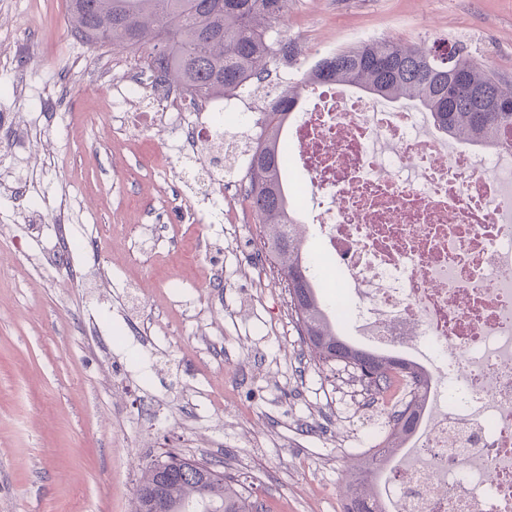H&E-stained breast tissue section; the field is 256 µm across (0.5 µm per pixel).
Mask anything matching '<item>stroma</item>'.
Instances as JSON below:
<instances>
[{
  "label": "stroma",
  "instance_id": "obj_1",
  "mask_svg": "<svg viewBox=\"0 0 512 512\" xmlns=\"http://www.w3.org/2000/svg\"><path fill=\"white\" fill-rule=\"evenodd\" d=\"M275 28L300 53L270 61L256 108L369 36L457 42L512 80V0H288ZM147 69L145 51L76 37L66 0H0V131L23 134L0 161V512H130L168 451L227 473L259 512H341L340 475L389 419L303 342L246 193L232 199L241 223L225 224L207 172L147 164L161 144L100 124L112 78ZM45 201L58 221L29 237ZM161 205L202 221L155 224ZM90 269L88 294L75 277Z\"/></svg>",
  "mask_w": 512,
  "mask_h": 512
}]
</instances>
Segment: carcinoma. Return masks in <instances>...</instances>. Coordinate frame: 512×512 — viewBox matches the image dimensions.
<instances>
[{"label": "carcinoma", "instance_id": "obj_1", "mask_svg": "<svg viewBox=\"0 0 512 512\" xmlns=\"http://www.w3.org/2000/svg\"><path fill=\"white\" fill-rule=\"evenodd\" d=\"M286 0H66L71 31L89 45L136 50L152 46L148 66L194 90L222 96L244 81L261 80L275 57L292 58L293 44L270 35ZM325 83H342L369 95L409 98L429 112L439 129L473 143L498 131L512 132V89L503 77L475 62L465 48L404 45L380 39L333 52L264 112L266 136L249 160L252 210L265 224L269 250L288 274L291 309L301 335L324 362H343L378 394L394 395L405 380L419 385L403 360L367 351L341 335L318 293L311 262L303 257L304 235L294 221L284 168L287 153L279 132L288 123L303 92ZM411 400L391 414L384 447L394 451L413 429ZM149 512H254L244 492L227 476L215 477L206 493L182 476L170 482ZM349 512H382L374 482L361 487Z\"/></svg>", "mask_w": 512, "mask_h": 512}]
</instances>
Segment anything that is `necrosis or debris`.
I'll return each instance as SVG.
<instances>
[{
    "label": "necrosis or debris",
    "mask_w": 512,
    "mask_h": 512,
    "mask_svg": "<svg viewBox=\"0 0 512 512\" xmlns=\"http://www.w3.org/2000/svg\"><path fill=\"white\" fill-rule=\"evenodd\" d=\"M134 134L180 133V155L210 151L245 124L241 96L200 100L136 74L113 81ZM288 192L322 240L317 285L359 346L420 371L418 421L401 448L344 472L377 476L387 512H512V135L449 138L429 113L321 84L285 132Z\"/></svg>",
    "instance_id": "necrosis-or-debris-1"
}]
</instances>
